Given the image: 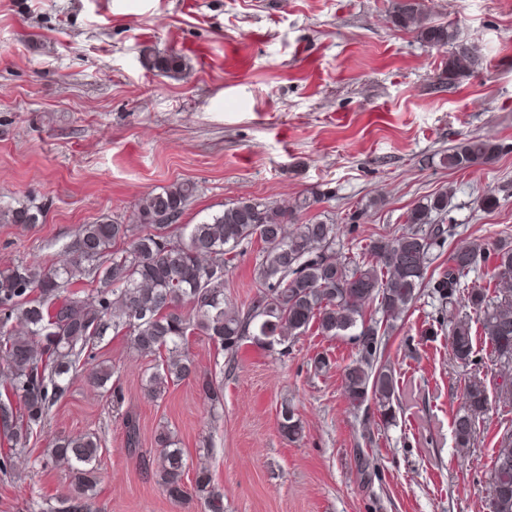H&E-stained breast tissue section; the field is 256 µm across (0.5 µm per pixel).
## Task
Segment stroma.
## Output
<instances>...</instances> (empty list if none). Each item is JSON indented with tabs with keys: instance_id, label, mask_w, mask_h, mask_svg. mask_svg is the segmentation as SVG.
Wrapping results in <instances>:
<instances>
[{
	"instance_id": "obj_1",
	"label": "stroma",
	"mask_w": 512,
	"mask_h": 512,
	"mask_svg": "<svg viewBox=\"0 0 512 512\" xmlns=\"http://www.w3.org/2000/svg\"><path fill=\"white\" fill-rule=\"evenodd\" d=\"M426 5L482 55L479 72L451 89L438 82L447 48L393 27L389 0H0V207H45L42 223H0V268L63 263L79 225L103 215L132 223L142 197L184 181L198 186L184 224L240 197L287 205L325 195L350 258L441 191L459 240L512 237V0ZM153 51L181 55L183 71H149ZM468 135L505 150L483 167L442 166ZM489 191L500 205L480 210ZM262 247L227 268L224 291L239 305L257 292ZM435 307L421 295L390 340L400 393L387 425L374 402L356 408L342 394L355 357L344 337L310 331L284 352L247 342L231 365L208 337H189L199 371L224 381L212 407L193 380L146 398L149 360L109 336L96 361L120 383L121 409L81 374L26 448L0 429V456L13 458L0 473V512H52L70 493L67 464L42 460L52 436L72 432L101 441L89 512H204L196 495L177 503L157 482L150 461L163 429L190 468L210 470L224 512H490L488 475L512 432V403L483 340L477 366L457 362L447 336L420 341ZM319 353L331 360L323 372L312 367ZM477 372L489 404L463 454L451 423ZM285 400L304 427L295 442L279 431ZM128 414L140 428L134 450ZM361 450L378 458L377 477L358 472Z\"/></svg>"
}]
</instances>
